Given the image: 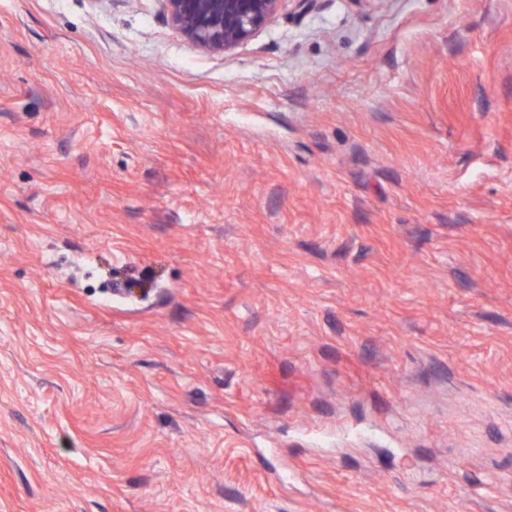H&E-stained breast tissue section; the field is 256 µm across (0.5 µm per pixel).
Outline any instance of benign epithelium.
I'll list each match as a JSON object with an SVG mask.
<instances>
[{"mask_svg": "<svg viewBox=\"0 0 512 512\" xmlns=\"http://www.w3.org/2000/svg\"><path fill=\"white\" fill-rule=\"evenodd\" d=\"M173 26L194 47L224 54L248 41L283 0H163Z\"/></svg>", "mask_w": 512, "mask_h": 512, "instance_id": "7a95c632", "label": "benign epithelium"}]
</instances>
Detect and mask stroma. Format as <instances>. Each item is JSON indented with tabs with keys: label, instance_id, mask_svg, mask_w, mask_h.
Masks as SVG:
<instances>
[{
	"label": "stroma",
	"instance_id": "35a3bbf8",
	"mask_svg": "<svg viewBox=\"0 0 512 512\" xmlns=\"http://www.w3.org/2000/svg\"><path fill=\"white\" fill-rule=\"evenodd\" d=\"M0 512H512V0H0ZM173 26L194 47L224 54L248 41L284 0H162Z\"/></svg>",
	"mask_w": 512,
	"mask_h": 512
}]
</instances>
